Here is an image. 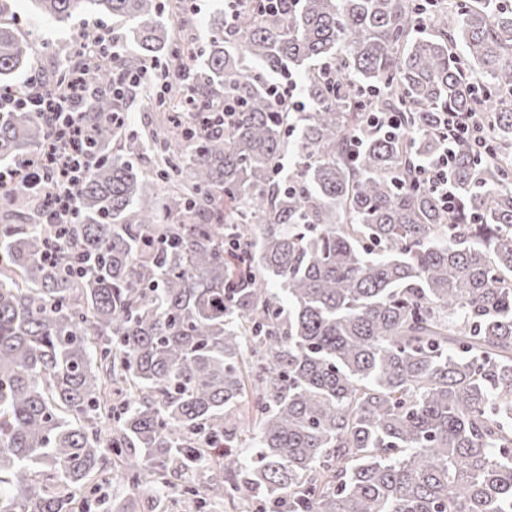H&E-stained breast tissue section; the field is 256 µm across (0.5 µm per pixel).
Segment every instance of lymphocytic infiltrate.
Wrapping results in <instances>:
<instances>
[{"instance_id": "f902f5d3", "label": "lymphocytic infiltrate", "mask_w": 512, "mask_h": 512, "mask_svg": "<svg viewBox=\"0 0 512 512\" xmlns=\"http://www.w3.org/2000/svg\"><path fill=\"white\" fill-rule=\"evenodd\" d=\"M40 83V76L34 75L25 91L0 96V112L20 107L51 117V134L41 150L0 168V207L14 203L17 188H45L49 221L64 230L77 216V188L90 167L84 147L92 131L77 120L75 109L93 97L96 87L88 66L73 70L53 97L43 96Z\"/></svg>"}]
</instances>
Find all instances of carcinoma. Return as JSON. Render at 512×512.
<instances>
[{
	"instance_id": "carcinoma-1",
	"label": "carcinoma",
	"mask_w": 512,
	"mask_h": 512,
	"mask_svg": "<svg viewBox=\"0 0 512 512\" xmlns=\"http://www.w3.org/2000/svg\"><path fill=\"white\" fill-rule=\"evenodd\" d=\"M31 2L120 20L136 49L118 66L168 90L115 96L101 63L56 263L41 193L20 191L28 223L0 238V512H91L117 476L131 493L106 512L171 494L181 512H512V3L252 0L198 51L185 0L166 23L156 0ZM31 51L0 22V91ZM286 70L301 112L272 95ZM135 95L166 132L113 121ZM222 104L207 131L184 125ZM449 112L488 134L451 144V216L422 175ZM48 134L40 112H0V159ZM211 464L222 478L173 482Z\"/></svg>"
}]
</instances>
